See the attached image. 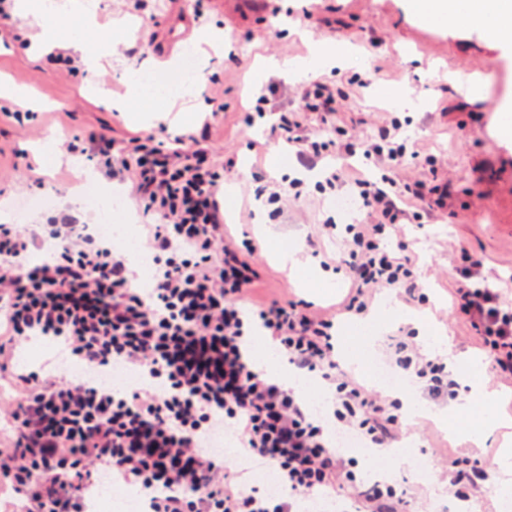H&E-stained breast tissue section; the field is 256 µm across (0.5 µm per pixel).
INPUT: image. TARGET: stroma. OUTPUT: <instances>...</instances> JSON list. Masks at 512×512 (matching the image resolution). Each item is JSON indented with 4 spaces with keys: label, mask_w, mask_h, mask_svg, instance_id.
<instances>
[{
    "label": "stroma",
    "mask_w": 512,
    "mask_h": 512,
    "mask_svg": "<svg viewBox=\"0 0 512 512\" xmlns=\"http://www.w3.org/2000/svg\"><path fill=\"white\" fill-rule=\"evenodd\" d=\"M132 10L129 0H58L59 13L78 22L76 36L87 42L119 39L96 70L79 66L69 72L68 43L53 55L32 56L38 26L19 15L0 19V77L34 89L40 110H25L20 120L0 114V212L10 223L41 224L61 211H72L82 222L100 221L97 210L84 203L87 188H106L94 160L81 156L59 164L37 162L29 148L51 139L62 143L96 133L116 146L147 134L172 143L181 131L206 138L209 161L224 173L220 196L230 236L260 241L256 257L262 278L256 290L262 300H305L337 315L336 344L343 347L357 336L372 339L362 358L387 360L393 337L413 330L417 317L444 328L458 358L452 369L465 379L463 358L482 359L470 330L450 307L457 286L455 251L467 248L480 260L487 287L499 289L512 303V142L498 134L499 108L512 95V50L486 42L478 30L463 24L443 26L416 17L409 0H144ZM96 12L97 23L81 26L84 13ZM224 32V50L198 56L199 84L185 98L163 99L160 109L187 113L184 128L167 122L151 124L113 110L112 102L128 97L132 78L147 68L159 73L183 61L182 52L166 55L168 40L183 37L194 45L203 26ZM373 42L384 59V70L357 103L338 107L335 126H324L314 115L303 119L305 133L335 138L344 127L351 142L377 141L385 119L397 118L409 150L444 158L436 175L450 193L446 209L416 224L404 226L418 261L425 298L409 302L397 293L377 295L371 322L341 317L349 291L343 268L324 266V253L336 251L334 240L319 236L325 222L346 224L351 214L336 210V193L319 192L318 163L300 162L285 149L270 144L262 153L249 147L256 129L247 127L252 89L273 83L275 106H292L298 86L327 72L337 82L370 66L360 45ZM224 110L214 113L215 103ZM303 176L307 195L289 204L281 217H270L257 200L271 180ZM79 197L71 206L70 197ZM296 248L308 261L294 268L275 259L283 248ZM499 431L461 435L436 416L409 422L408 436L390 451L395 461L389 476L399 493L412 502L425 501L430 512H455L448 495V476L439 473V450L489 459L488 477L470 497L471 512H505L512 494L499 486Z\"/></svg>",
    "instance_id": "1"
}]
</instances>
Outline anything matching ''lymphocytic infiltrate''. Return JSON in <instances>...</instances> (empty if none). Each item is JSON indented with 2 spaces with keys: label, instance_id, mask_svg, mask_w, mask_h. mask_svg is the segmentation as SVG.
Wrapping results in <instances>:
<instances>
[{
  "label": "lymphocytic infiltrate",
  "instance_id": "f902f5d3",
  "mask_svg": "<svg viewBox=\"0 0 512 512\" xmlns=\"http://www.w3.org/2000/svg\"><path fill=\"white\" fill-rule=\"evenodd\" d=\"M380 72L372 66L342 88L332 75L302 86L296 108L280 111L271 136L301 158L328 154L335 142L302 135L297 113L330 124L338 100L360 98ZM69 149L97 158L106 180L129 185L145 211L158 216L143 236L156 274L150 291L134 288L111 242L66 212L45 224H0V382L14 390L5 411L15 427L9 444L0 445V478L28 498L29 512H87L105 467L148 495L149 512H300L313 505L314 493L334 500L353 488L366 512H409L393 485H358L354 460L331 437L336 431L366 448L388 447L402 427L400 402L336 375L332 318L300 301L252 300L259 247L226 239L217 199L223 175L196 136L179 138L173 148L139 136L115 149L92 133ZM366 153L385 167L380 181L330 167L321 184L349 188L364 214L339 241L353 286L343 309L359 316L377 292L412 299L420 288L416 258L399 238L411 219L404 201L431 210L448 199L447 186L407 176L398 122L386 124ZM41 249L46 258L28 265L29 254ZM479 267L468 251H458L453 311L474 331L491 370L512 381V308L483 287ZM257 326L298 373L322 372L331 390L328 421L313 420L295 390L254 369ZM31 337L62 344L88 375L18 370L15 351ZM390 361L430 400L458 398L456 375L442 358L401 339ZM114 364L138 372L143 384L98 383L97 373ZM219 431L234 436L237 466L225 465L211 447ZM253 459L273 469L277 492L259 491L246 479L243 464ZM445 464L448 492L457 497L487 477L479 458L453 454Z\"/></svg>",
  "mask_w": 512,
  "mask_h": 512
}]
</instances>
